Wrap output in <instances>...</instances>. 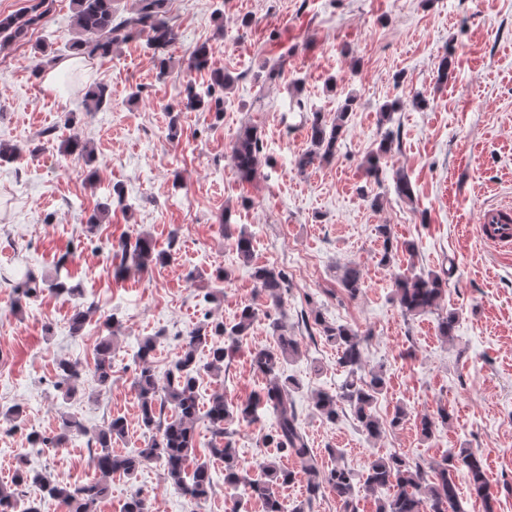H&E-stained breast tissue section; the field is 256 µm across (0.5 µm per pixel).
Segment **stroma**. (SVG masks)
<instances>
[{
  "mask_svg": "<svg viewBox=\"0 0 512 512\" xmlns=\"http://www.w3.org/2000/svg\"><path fill=\"white\" fill-rule=\"evenodd\" d=\"M168 17L177 40L162 80L144 39L131 38L111 57L79 61L55 89L46 88L33 74L34 47L66 53L76 37L71 0H54L26 40L0 47V142L21 150L17 162L0 164V409L25 410L20 428L0 421V482L22 464L67 484L97 478L85 439L54 452L28 447V431L52 434L64 413L91 431L123 417L127 434L114 453L143 448L148 433L133 387L141 341L157 337L153 367L165 374L189 331L211 321L232 325L249 304L258 318L223 371L201 374L200 408L217 391L234 405L263 388L249 352L272 344L268 324L276 319L301 343L284 371L302 383L295 407L320 458L340 449L361 473L378 455L401 454L427 467L471 448L484 460L494 512H512V259L477 230L483 206L512 205V0H478L470 13L457 0H168ZM203 43L213 49L209 69L188 70ZM448 52L455 76L440 86L434 66ZM213 67L235 79L223 113L188 109L186 83L207 85ZM94 81L108 86L112 101L88 113L84 87ZM394 100L399 110L390 126H380L382 106ZM345 106L350 115L335 157L298 172L296 159L311 148L313 113L330 120ZM246 127L256 128L265 156L247 181L230 158ZM388 129L399 139L376 180L366 160ZM76 137L90 142L92 162L63 153L64 141ZM399 172L412 183V199L394 192ZM116 184L125 204L110 202ZM106 202L108 217L86 232ZM381 224L389 225L390 240L378 234ZM242 231L253 238L248 261L236 250ZM142 234L167 260L115 278L114 250ZM407 241L415 254L404 251ZM64 255L80 300L49 292L18 300L22 273L54 276ZM452 259L458 271L438 307L403 314L395 273L438 274ZM261 266L287 273L281 306L258 293L253 273ZM348 266L362 274L354 298L340 285ZM220 271L226 280L217 279ZM78 302L95 313L75 333ZM451 311L459 319L446 340L437 324ZM317 313L358 329L367 366L384 367L375 415L387 424L396 405L409 411L379 439L350 410L329 423L312 406L313 392L335 393L342 380L335 347L309 323ZM111 332L112 385L102 390L90 372L98 342ZM63 359L84 372L68 401L56 387ZM441 408L448 424L424 438L418 419ZM274 422L264 411L255 424L231 426L250 474L270 454L263 436ZM210 440L199 420L195 455L209 460L213 481L207 501L182 495L152 462L130 476L113 474L94 512H123L137 492L153 512H230L238 491L225 485L223 461L210 459Z\"/></svg>",
  "mask_w": 512,
  "mask_h": 512,
  "instance_id": "obj_1",
  "label": "stroma"
}]
</instances>
